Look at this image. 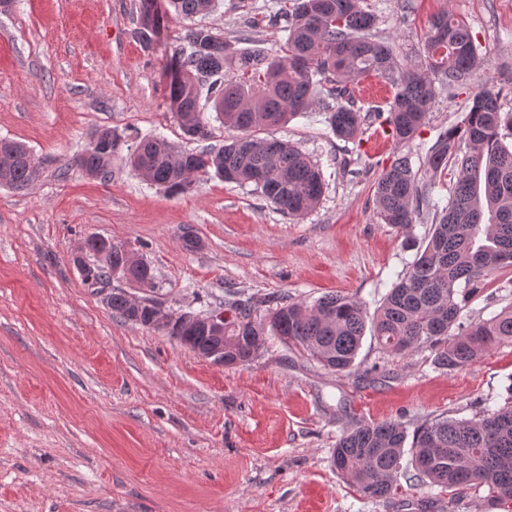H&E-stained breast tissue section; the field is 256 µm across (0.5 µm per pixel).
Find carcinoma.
Segmentation results:
<instances>
[{
    "mask_svg": "<svg viewBox=\"0 0 512 512\" xmlns=\"http://www.w3.org/2000/svg\"><path fill=\"white\" fill-rule=\"evenodd\" d=\"M187 17L205 16L215 0H170ZM286 32L279 52L242 51L224 33L207 25L191 28L174 46L165 69L168 100L178 103L175 117L184 135L209 137L206 111L239 136L215 149L186 153L162 138L128 144L109 127V152L92 146L74 159L91 178H105L117 160L139 177L172 193H186L199 176H214L253 191L289 216H301L320 203L325 180L288 141L263 140L254 132L278 126L317 105L331 132L355 139L366 115L351 83L360 77L382 79L391 89L385 122L398 143L415 138L426 124L437 87L467 84L479 61L470 30L448 12L436 15L426 34L424 72L397 62L391 43L375 32L377 16L362 0H277L262 15ZM163 22L158 0H140L143 42H154ZM501 92L476 93L460 125L438 134L426 157L432 179L422 183L410 161L399 158L376 187L377 213L385 224L406 226L420 213L432 214L425 244L373 315L348 295L326 294L312 304L254 296L230 302L235 316L224 320V364L253 361L275 336L323 368L336 373L353 369L366 330L380 349L404 355L427 348L435 367L463 369L502 344H512V307L483 321H463L465 302L481 280L512 266V148L503 131L512 132V112H504ZM456 159L458 174L444 206L432 198L435 177ZM42 167L17 141L0 144V185L24 191L39 181ZM112 249L108 267H93L86 279L101 284L108 270L126 265ZM266 307L264 317L254 312ZM112 312L131 322L126 292L112 293ZM166 335L191 350L210 346L211 334L190 323ZM410 449H405V445ZM411 478L432 490H458L473 484L488 488L495 501L512 500V386L496 410L477 418H436L408 433L399 421L359 423L336 441L333 462L364 496L390 499L405 452Z\"/></svg>",
    "mask_w": 512,
    "mask_h": 512,
    "instance_id": "cac0c4a2",
    "label": "carcinoma"
}]
</instances>
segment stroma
<instances>
[{
	"label": "stroma",
	"mask_w": 512,
	"mask_h": 512,
	"mask_svg": "<svg viewBox=\"0 0 512 512\" xmlns=\"http://www.w3.org/2000/svg\"><path fill=\"white\" fill-rule=\"evenodd\" d=\"M273 2L220 0L203 22L235 48L272 53L282 32L247 18ZM366 2L398 59H417L431 17L448 11L469 24L481 65L469 85L437 95L408 143L377 121L337 139L315 110L262 130L323 171L320 204L298 218L215 177L174 194L119 161L101 180L75 165L102 127L193 152L232 137L214 119L208 139L184 138L169 107L165 65L193 19L168 11L147 45L139 0H16L0 11V139L25 143L44 168L26 192L0 185V512H495L484 487L429 492L404 478L394 498L365 497L336 471L333 449L360 421L412 429L503 404L512 345L448 371L427 349L390 357L367 336L354 372L338 375L274 339L252 362L221 367L121 320L108 289L73 262L98 234L143 254L177 310L205 313L241 292L309 303L341 292L375 310L431 224L382 223L377 182L402 156L428 179L439 132L460 124L484 85L512 83V0ZM187 230L200 247H183ZM511 306L505 267L463 315Z\"/></svg>",
	"instance_id": "35a3bbf8"
}]
</instances>
